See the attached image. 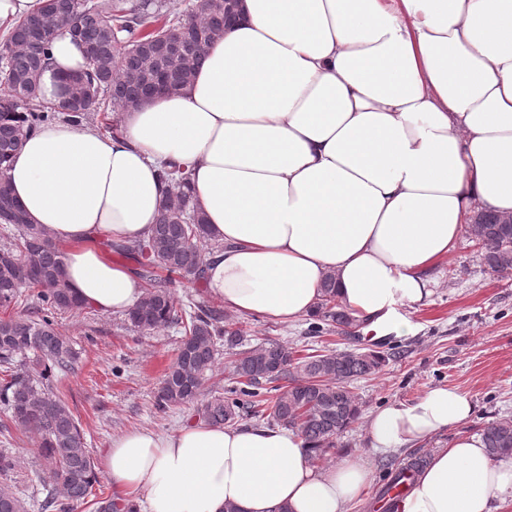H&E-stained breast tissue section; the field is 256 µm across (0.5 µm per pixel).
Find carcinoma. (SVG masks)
I'll use <instances>...</instances> for the list:
<instances>
[{"label":"carcinoma","mask_w":512,"mask_h":512,"mask_svg":"<svg viewBox=\"0 0 512 512\" xmlns=\"http://www.w3.org/2000/svg\"><path fill=\"white\" fill-rule=\"evenodd\" d=\"M227 0H202L200 18L169 15L161 0H46L38 16L18 21L0 45V224L14 231L0 247V307L18 303L21 289H37L41 317L0 319V402L17 427L40 438L44 477L62 474V484L44 503L48 512H72L75 504L95 495L100 485L94 461L86 448L81 426L57 392L59 378L79 369V356L55 328L51 311H77L87 304L74 296L61 275L64 251L43 227L28 222L13 197L5 173L31 130L56 120L61 113L77 121L101 109L100 91L125 106L153 92L154 80L164 72L170 90L189 83L200 48L224 35ZM65 21L79 31L87 48L81 82L75 95L61 103L45 98L40 73L48 55L47 27ZM183 30L187 44L180 52L169 32ZM161 178L171 187L150 236L119 250L134 260L136 274L145 280V295L126 315L136 331H150L171 322L183 325L184 337L156 395L159 410L197 405L202 420L231 426L245 416L269 424L296 428L308 451L317 459L336 447L337 438L358 418L360 406L348 382L377 374L386 357L377 351L335 353L315 350L304 357L279 342L243 347L244 330L224 325L220 311L196 306L178 313L174 296L157 270L188 281L204 279L202 247L221 248L205 218L195 208L188 173L174 164ZM467 233L482 242L483 258L491 272L512 275V224L479 211ZM310 331L329 325L349 335L356 319L337 302L332 278L323 284L322 298L313 312ZM236 350L234 381L223 397L199 401L204 377L215 364V340ZM286 382V390L277 386ZM272 388H267V385ZM484 446L495 460H512V422L492 420L481 429ZM415 458L391 473L387 487L409 488L423 466ZM0 512H28L25 500L8 482L0 483Z\"/></svg>","instance_id":"carcinoma-1"}]
</instances>
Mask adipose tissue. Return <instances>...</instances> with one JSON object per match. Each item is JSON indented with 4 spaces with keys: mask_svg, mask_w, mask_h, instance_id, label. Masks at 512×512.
Segmentation results:
<instances>
[{
    "mask_svg": "<svg viewBox=\"0 0 512 512\" xmlns=\"http://www.w3.org/2000/svg\"><path fill=\"white\" fill-rule=\"evenodd\" d=\"M189 84L119 114L117 133L64 121L27 133L5 176L30 223L65 245L64 279L100 312L145 290L97 248L156 224L168 164L187 166L219 251L225 310L292 322L325 278L379 335L409 334L474 209L512 214V0H242ZM81 51L56 30L41 75L62 97ZM470 396L435 387L371 412L368 452L311 460L284 427L193 422L113 436L100 468L143 512H350L371 452L464 426ZM512 464L478 435L433 449L395 512H501Z\"/></svg>",
    "mask_w": 512,
    "mask_h": 512,
    "instance_id": "adipose-tissue-1",
    "label": "adipose tissue"
}]
</instances>
